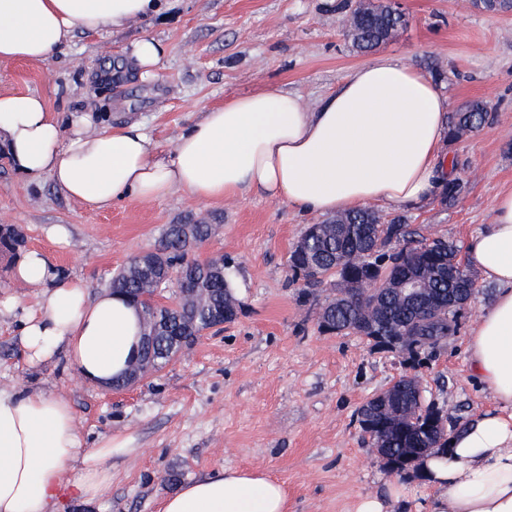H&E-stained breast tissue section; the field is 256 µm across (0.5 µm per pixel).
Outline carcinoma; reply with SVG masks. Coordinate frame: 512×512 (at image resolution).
Here are the masks:
<instances>
[{"label":"carcinoma","instance_id":"cac0c4a2","mask_svg":"<svg viewBox=\"0 0 512 512\" xmlns=\"http://www.w3.org/2000/svg\"><path fill=\"white\" fill-rule=\"evenodd\" d=\"M472 7L483 13L501 14L512 10V0H471ZM402 15L381 2L361 16L345 37L361 52L370 51L387 40L401 25ZM488 108L482 102L469 103L448 116V139L473 133L484 124ZM464 189L463 180L454 177L443 188V201L454 205ZM372 210H355L329 218L316 227L311 252L307 257L289 255L292 280L304 276L306 286H315L327 277L336 278L333 296L318 311L317 325L336 333L353 331L382 344V338L396 332L406 342L418 341L426 350H434L458 329V313L481 292L469 269L459 259L458 246L444 238L414 240L407 225L399 221L381 229L383 242L403 240L406 245L392 253L369 259L366 252L369 236L361 229L378 224ZM212 235L208 224H196L185 235L169 226L165 229L160 254L153 263L140 269L122 268L108 287L123 293L141 308L142 335H155L147 353L148 363L142 375L161 370L180 352L181 344L172 337L181 330H205L213 312L235 302L227 279V266L222 260L199 261L192 253ZM21 239L14 229L0 227V252L15 254ZM196 289L191 299H174L170 305L155 302L157 290L168 288L171 275ZM381 276L392 279L411 275L427 283L430 296L437 304L429 310L425 303L366 287V281ZM441 414L428 403L416 409L396 399L384 416L376 419L387 427L389 435L379 451L392 469L401 472L417 465L426 456L448 445V434L435 427L425 429L427 421Z\"/></svg>","mask_w":512,"mask_h":512}]
</instances>
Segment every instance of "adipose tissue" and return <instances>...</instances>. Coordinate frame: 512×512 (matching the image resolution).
<instances>
[{
  "instance_id": "adipose-tissue-1",
  "label": "adipose tissue",
  "mask_w": 512,
  "mask_h": 512,
  "mask_svg": "<svg viewBox=\"0 0 512 512\" xmlns=\"http://www.w3.org/2000/svg\"><path fill=\"white\" fill-rule=\"evenodd\" d=\"M163 8L162 0H0V62L42 61L74 32L123 30ZM448 110L431 77L381 54L311 111L277 88L227 96L169 151L139 123L105 130L75 114L66 131L43 97L0 93V142L28 182L51 180L91 210L180 191L200 201L258 193L306 214L408 210L435 197L451 172ZM493 213L466 242L471 265L496 287L466 355L494 407L449 434L446 453L424 460L425 512H512V188L496 195ZM12 277L41 290L19 321L28 362L62 348L83 381L111 388L139 350L136 306L115 291L89 295L83 279L64 276L40 250L20 256ZM128 450L118 438L86 449L63 396L0 388V512L104 501L112 490L104 462ZM159 512H288V500L262 469H221L183 484Z\"/></svg>"
}]
</instances>
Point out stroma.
I'll return each instance as SVG.
<instances>
[{"mask_svg": "<svg viewBox=\"0 0 512 512\" xmlns=\"http://www.w3.org/2000/svg\"><path fill=\"white\" fill-rule=\"evenodd\" d=\"M407 24L380 44L441 86L451 108L485 101L493 112L479 131L445 146L466 189L455 206L440 198L401 216L415 238L444 237L465 247L491 223L493 200L512 186V15H492L468 0H404ZM347 0H172L151 25L75 32L63 53L43 62L0 64V93L41 95L61 122L88 115L109 128L138 121L163 149L226 96L268 87L296 94L314 108L372 55L342 35ZM166 53L154 75L128 60L143 34ZM0 144V224L18 226L25 249L45 250L91 291L104 288L131 257L154 249L169 224L215 225L197 258H224L239 304L233 322L202 336L136 386L102 390L79 381L64 352L30 364L18 319L36 308L40 291L14 283L10 256H0V387L23 386L67 397L87 445L129 439L131 453L113 457L112 491L103 503L68 512H157L183 483L223 468H259L284 484L288 512H353L359 496L403 484L411 512L428 492L416 469L397 473L363 443L357 411L405 371L417 373L426 402L459 427L486 409L491 396L470 375L465 342L491 300L480 294L462 311L460 328L432 355L410 358L366 337L320 331L317 313L328 285L298 297L288 257L318 215L252 193L201 202L179 192L154 202L121 201L89 211L50 180L36 185L16 171ZM61 224L66 243L46 230Z\"/></svg>", "mask_w": 512, "mask_h": 512, "instance_id": "stroma-1", "label": "stroma"}]
</instances>
